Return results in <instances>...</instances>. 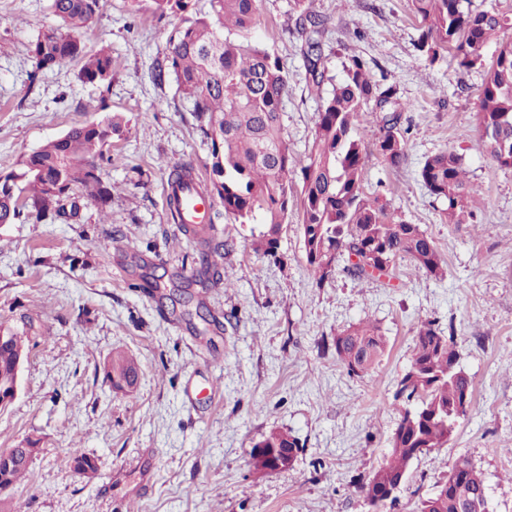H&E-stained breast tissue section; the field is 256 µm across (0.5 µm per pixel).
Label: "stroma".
Listing matches in <instances>:
<instances>
[{
    "instance_id": "obj_1",
    "label": "stroma",
    "mask_w": 512,
    "mask_h": 512,
    "mask_svg": "<svg viewBox=\"0 0 512 512\" xmlns=\"http://www.w3.org/2000/svg\"><path fill=\"white\" fill-rule=\"evenodd\" d=\"M310 4L329 19L323 65L333 81L358 55L397 88L406 160L391 169L370 158L364 191L434 239L443 278L400 259L387 274L359 279L338 267L316 283L295 208L274 259L254 251L250 225L219 218L229 283H209L163 189L186 162L208 178L209 143L174 77L150 78L184 13L100 0L81 38L111 52V84L81 82L72 64L32 82L31 46L55 23L50 0H0L1 177L71 127L113 113L127 123L100 163L114 187L106 204L82 202L66 219L23 194L19 219L0 228V326L27 339L18 394L0 411V451L39 449L27 477L0 495V512L19 502L25 512H415L461 458L482 472L488 512H512V167L482 146L483 73L425 62L409 0ZM294 23L290 0H262L250 37L288 71L282 125L303 163L318 103ZM446 148L464 157L476 223H445L443 202L419 179L426 157ZM363 319L387 351L357 377L331 344ZM425 319L454 337L474 399L448 443L415 459L396 501L375 510L358 482L387 452L401 412L393 393ZM115 347L138 363L126 392L103 371ZM274 428L301 451L292 469L262 475L250 451ZM74 448L95 457V473L73 470ZM139 457L150 470L133 467Z\"/></svg>"
}]
</instances>
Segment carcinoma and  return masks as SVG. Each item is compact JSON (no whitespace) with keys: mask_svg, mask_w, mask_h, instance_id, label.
<instances>
[{"mask_svg":"<svg viewBox=\"0 0 512 512\" xmlns=\"http://www.w3.org/2000/svg\"><path fill=\"white\" fill-rule=\"evenodd\" d=\"M156 12L184 11L188 0H150ZM259 0H210L211 17L187 18L167 40L168 53L154 68L153 78L162 81L174 75L177 90L192 103L201 130L210 142L211 177L206 192L224 207V214L247 224L262 217L253 249L277 257L283 224L294 198L301 197V235L307 268L317 283L329 277L339 258L351 260L348 271L358 278L389 272L396 261L408 258L435 278L445 274L444 261L434 240L417 224H409L389 211L377 197L363 191L368 153L356 133L358 118L397 104L396 88L375 80L367 62L357 55L344 65V78L323 99L316 112L308 162L298 165L281 125L283 97L288 72L279 56L248 39L257 25ZM419 19L417 49L429 63L446 52L457 68L484 66L486 51L496 44L481 85L478 115L485 132L484 143L495 161L512 166V6L501 10L481 9L473 0H410ZM58 25L45 28L33 43L36 80L45 70L74 62L79 78L88 83L112 81V55L104 48L89 51L80 33L94 19L99 0H51ZM295 32L306 69V88L320 90L327 80L322 68L323 43L328 18L311 10L308 0H292ZM399 116L383 118L377 155L387 165L399 167L406 158V140ZM123 133V118L112 115L99 122L70 129L46 143L21 163L16 178L24 182L20 191L30 194L40 210L54 207L56 215L75 216L79 205L71 191L79 185L92 201H105L112 193L98 174L97 161L110 148L109 136ZM419 177L436 199L446 203L450 224H465L473 217L464 159L454 150L442 149L429 156ZM12 177L0 183V225L18 218V197ZM193 180L189 163L171 171L174 186L168 210L184 235L201 239L207 248L199 263L212 274L214 283L223 279L226 245L213 239L215 221L189 226L181 223L183 185ZM336 360L350 375L363 376L380 363L387 349L385 337L370 321L351 324L333 338ZM26 350L24 337L11 331L0 342V401L7 398V385L15 375V360ZM459 358L453 336H445L426 320L417 327L414 354L400 377L394 399L404 404L390 439L384 461L361 481L366 498L385 499L388 487L405 482L411 462L434 448L447 444L458 420L473 400V382L451 368ZM112 389L123 391L137 381V362L122 349H114L104 364ZM300 446L290 433L272 429L251 449L253 469L274 472L294 467ZM29 466H0V483L15 485ZM486 484L481 472L467 460L448 469L434 494L421 501L418 512H488Z\"/></svg>","mask_w":512,"mask_h":512,"instance_id":"obj_1","label":"carcinoma"}]
</instances>
